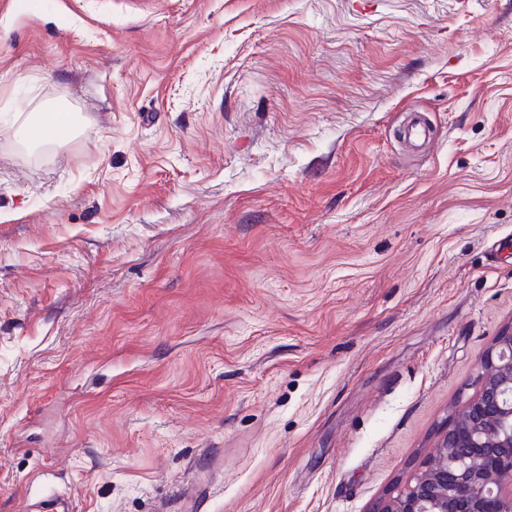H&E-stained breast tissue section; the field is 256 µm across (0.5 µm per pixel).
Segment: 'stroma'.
Segmentation results:
<instances>
[{
    "mask_svg": "<svg viewBox=\"0 0 512 512\" xmlns=\"http://www.w3.org/2000/svg\"><path fill=\"white\" fill-rule=\"evenodd\" d=\"M506 237L512 0H0V512H371ZM36 114L40 115L31 116L28 126L23 130L22 144L29 150H36L52 142L53 137L60 132L75 135L79 131L78 122L71 112L49 108Z\"/></svg>",
    "mask_w": 512,
    "mask_h": 512,
    "instance_id": "obj_1",
    "label": "stroma"
}]
</instances>
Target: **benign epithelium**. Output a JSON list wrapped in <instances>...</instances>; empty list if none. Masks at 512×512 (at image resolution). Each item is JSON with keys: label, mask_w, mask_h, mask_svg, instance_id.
<instances>
[{"label": "benign epithelium", "mask_w": 512, "mask_h": 512, "mask_svg": "<svg viewBox=\"0 0 512 512\" xmlns=\"http://www.w3.org/2000/svg\"><path fill=\"white\" fill-rule=\"evenodd\" d=\"M476 380L477 395L449 420L434 454L372 512H485L491 498L497 512H512V331L495 337Z\"/></svg>", "instance_id": "7a95c632"}]
</instances>
